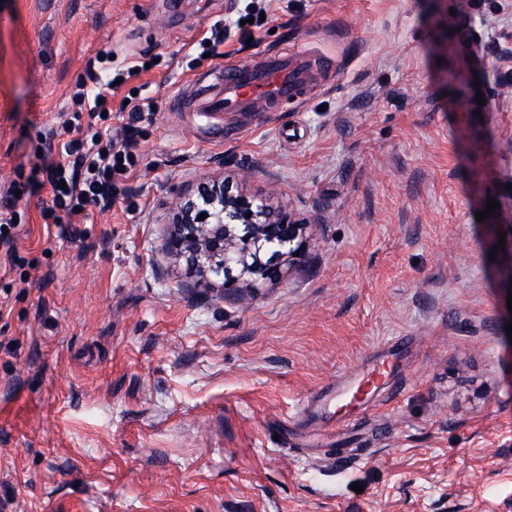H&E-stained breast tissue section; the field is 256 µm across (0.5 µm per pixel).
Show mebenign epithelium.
<instances>
[{
  "instance_id": "benign-epithelium-1",
  "label": "benign epithelium",
  "mask_w": 512,
  "mask_h": 512,
  "mask_svg": "<svg viewBox=\"0 0 512 512\" xmlns=\"http://www.w3.org/2000/svg\"><path fill=\"white\" fill-rule=\"evenodd\" d=\"M204 215L175 225L167 239L169 250L187 257L209 287L222 293H245L259 280L284 278L286 265L303 249L311 221L292 211L274 212L269 198L231 192L223 183L208 186L199 202H188Z\"/></svg>"
}]
</instances>
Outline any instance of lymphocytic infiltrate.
I'll use <instances>...</instances> for the list:
<instances>
[{"mask_svg":"<svg viewBox=\"0 0 512 512\" xmlns=\"http://www.w3.org/2000/svg\"><path fill=\"white\" fill-rule=\"evenodd\" d=\"M145 70V64L135 61L119 70L116 78L105 79L94 66H87L84 81L76 84L71 96L73 115L64 126V156L43 164L44 182L52 195L51 208L41 212L43 220L57 224L65 217L85 219L91 210L111 205L116 197L114 174L128 172L134 165L138 115L156 104L150 96H132L119 105L112 99L120 82L139 78ZM116 110L128 115L120 139L100 126L103 115Z\"/></svg>","mask_w":512,"mask_h":512,"instance_id":"1","label":"lymphocytic infiltrate"}]
</instances>
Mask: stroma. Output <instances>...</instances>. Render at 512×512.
<instances>
[{"mask_svg": "<svg viewBox=\"0 0 512 512\" xmlns=\"http://www.w3.org/2000/svg\"><path fill=\"white\" fill-rule=\"evenodd\" d=\"M243 7L0 0V189L98 51L148 63L160 104L112 207L48 227L35 186L0 244V512H512V77L472 58L491 36L512 56V0H273L250 40ZM302 47L327 65L305 101L173 109ZM214 180L318 217L288 276L224 295L166 251ZM402 336L366 407L315 416Z\"/></svg>", "mask_w": 512, "mask_h": 512, "instance_id": "obj_1", "label": "stroma"}]
</instances>
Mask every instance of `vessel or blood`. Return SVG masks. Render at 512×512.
I'll return each mask as SVG.
<instances>
[{"label":"vessel or blood","instance_id":"obj_1","mask_svg":"<svg viewBox=\"0 0 512 512\" xmlns=\"http://www.w3.org/2000/svg\"><path fill=\"white\" fill-rule=\"evenodd\" d=\"M319 72L311 54L300 50L279 55L261 53L259 62L237 65L209 83L205 94L189 90L181 102L192 104L197 111L212 115L247 112L256 103L290 101L302 98L315 86ZM385 376L382 366H373L367 373L346 379L344 391L354 392L369 386L377 387Z\"/></svg>","mask_w":512,"mask_h":512}]
</instances>
